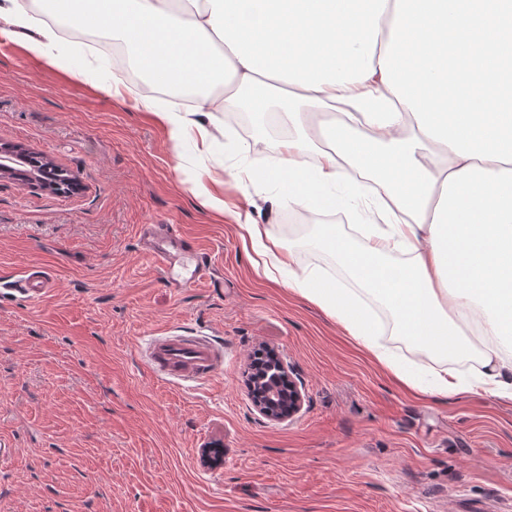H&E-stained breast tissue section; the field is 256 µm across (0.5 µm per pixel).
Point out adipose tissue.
Wrapping results in <instances>:
<instances>
[{"instance_id":"adipose-tissue-1","label":"adipose tissue","mask_w":512,"mask_h":512,"mask_svg":"<svg viewBox=\"0 0 512 512\" xmlns=\"http://www.w3.org/2000/svg\"><path fill=\"white\" fill-rule=\"evenodd\" d=\"M0 0V40L25 30L28 52L55 63L62 25L111 34L149 91L137 108L174 146L215 144L201 121L237 109V93L279 107L296 127L280 163L246 170L301 212L332 211L350 169L380 190L378 221L316 227L313 243L349 279L294 267L269 224L243 221L254 269L321 307L406 387L429 396L483 392L512 400V0ZM197 92L194 110L155 90ZM223 98H216V90ZM396 335L440 358L475 356L473 378L441 367L420 385L377 341L365 297ZM486 336L475 347L472 331Z\"/></svg>"}]
</instances>
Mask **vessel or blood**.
<instances>
[{"label":"vessel or blood","instance_id":"obj_1","mask_svg":"<svg viewBox=\"0 0 512 512\" xmlns=\"http://www.w3.org/2000/svg\"><path fill=\"white\" fill-rule=\"evenodd\" d=\"M151 244L150 255L161 270H169L175 250L189 251L195 244L175 224H145L139 229ZM54 283L51 278L23 277L13 281V291L25 299H43ZM146 363L153 374L166 382H200L220 375L224 352L205 336L168 335L156 337L150 344Z\"/></svg>","mask_w":512,"mask_h":512}]
</instances>
